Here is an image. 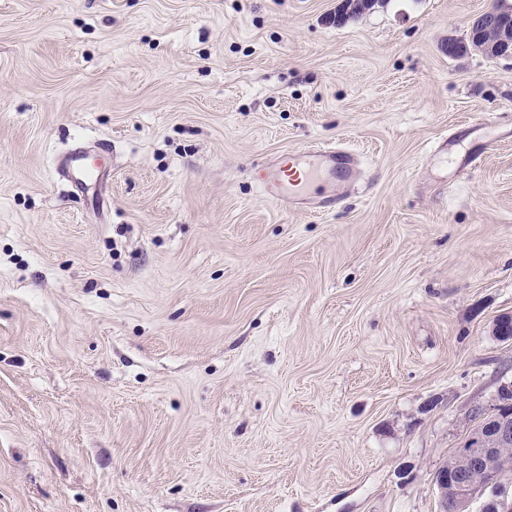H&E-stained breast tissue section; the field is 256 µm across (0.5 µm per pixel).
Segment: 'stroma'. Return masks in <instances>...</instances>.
Wrapping results in <instances>:
<instances>
[{
  "label": "stroma",
  "mask_w": 512,
  "mask_h": 512,
  "mask_svg": "<svg viewBox=\"0 0 512 512\" xmlns=\"http://www.w3.org/2000/svg\"><path fill=\"white\" fill-rule=\"evenodd\" d=\"M339 3L0 0V512H441L512 383V60L448 55L494 0ZM320 143L359 181L266 202ZM299 158L300 177L297 179L288 178V163L284 158L260 164L256 181L269 201L304 204L311 200L312 204L326 207L334 199L321 195L310 197L308 194L309 188L321 174L330 179L338 178L347 184H353L359 179L358 160L345 147L308 149Z\"/></svg>",
  "instance_id": "35a3bbf8"
}]
</instances>
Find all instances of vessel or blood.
Segmentation results:
<instances>
[{
  "label": "vessel or blood",
  "instance_id": "obj_1",
  "mask_svg": "<svg viewBox=\"0 0 512 512\" xmlns=\"http://www.w3.org/2000/svg\"><path fill=\"white\" fill-rule=\"evenodd\" d=\"M299 178H289L288 164L279 158L262 163L257 175V183L265 197L272 202L304 204L307 202L324 207L329 197L309 196L308 190L319 176L352 184L359 179V164L355 154L342 146L309 149L300 156Z\"/></svg>",
  "mask_w": 512,
  "mask_h": 512
}]
</instances>
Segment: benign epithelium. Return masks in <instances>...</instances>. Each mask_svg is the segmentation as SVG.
<instances>
[{
	"instance_id": "1",
	"label": "benign epithelium",
	"mask_w": 512,
	"mask_h": 512,
	"mask_svg": "<svg viewBox=\"0 0 512 512\" xmlns=\"http://www.w3.org/2000/svg\"><path fill=\"white\" fill-rule=\"evenodd\" d=\"M510 13L495 4L471 18L468 28L477 50L494 57L512 52V25L506 21ZM501 406L498 402L488 413L481 408L475 413L478 423L459 449L464 466L452 470L443 465L435 472L442 512H466L471 499L487 490L491 496L483 512L512 509V497L503 491V480L512 475V457L502 454L503 448L512 445V415L500 411Z\"/></svg>"
}]
</instances>
